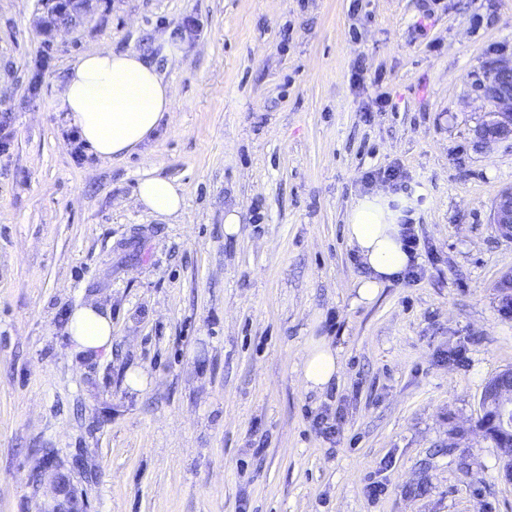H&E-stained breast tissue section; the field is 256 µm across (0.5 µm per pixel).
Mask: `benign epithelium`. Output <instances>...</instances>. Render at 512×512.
Listing matches in <instances>:
<instances>
[{
    "label": "benign epithelium",
    "mask_w": 512,
    "mask_h": 512,
    "mask_svg": "<svg viewBox=\"0 0 512 512\" xmlns=\"http://www.w3.org/2000/svg\"><path fill=\"white\" fill-rule=\"evenodd\" d=\"M484 97L493 110L475 128V136L485 145L512 140V67L495 65L493 75L482 87ZM492 223L499 234L512 240V189L502 191L495 199ZM480 413L494 412L493 421L512 420V368L498 373L494 383L483 389L479 399ZM54 496L42 512H84L69 478L58 473L53 480Z\"/></svg>",
    "instance_id": "benign-epithelium-1"
}]
</instances>
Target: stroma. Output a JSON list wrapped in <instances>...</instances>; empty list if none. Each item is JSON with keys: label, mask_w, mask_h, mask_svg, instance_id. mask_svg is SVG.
Segmentation results:
<instances>
[{"label": "stroma", "mask_w": 512, "mask_h": 512, "mask_svg": "<svg viewBox=\"0 0 512 512\" xmlns=\"http://www.w3.org/2000/svg\"><path fill=\"white\" fill-rule=\"evenodd\" d=\"M55 4L0 0V512H41L55 470L88 512H512L476 426L512 367L492 222L512 142L474 135L512 0ZM92 49L141 51L172 89L142 152L72 153L58 93ZM394 165L422 273L358 304L346 215ZM147 171L182 185V213L137 203ZM91 299L112 316L94 358L65 328ZM313 337L341 358L324 392L301 380Z\"/></svg>", "instance_id": "1"}]
</instances>
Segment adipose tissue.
<instances>
[{
  "label": "adipose tissue",
  "instance_id": "1",
  "mask_svg": "<svg viewBox=\"0 0 512 512\" xmlns=\"http://www.w3.org/2000/svg\"><path fill=\"white\" fill-rule=\"evenodd\" d=\"M60 107L75 126L84 145L103 160L122 159L149 141L174 99L156 66L134 50H93L75 63L65 82ZM136 198L158 216H175L184 204L179 184L152 173L138 182ZM378 191L364 196L347 213L345 234L367 274L357 283V300L372 302L381 288L397 278L409 264L403 249L401 213ZM66 331L76 352L98 355L112 348V318L97 302L73 308ZM341 362L327 341L311 340L302 364L307 388L323 391L340 374Z\"/></svg>",
  "mask_w": 512,
  "mask_h": 512
}]
</instances>
